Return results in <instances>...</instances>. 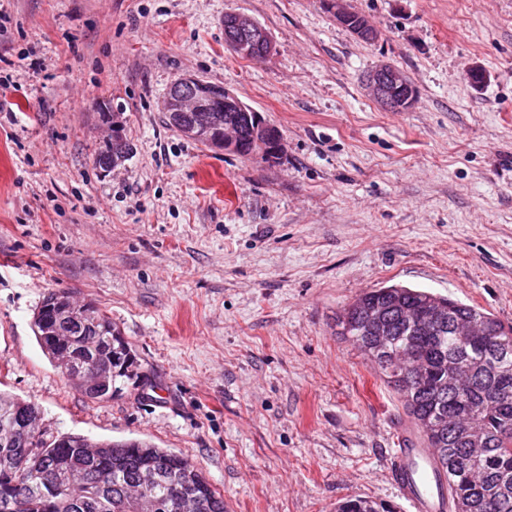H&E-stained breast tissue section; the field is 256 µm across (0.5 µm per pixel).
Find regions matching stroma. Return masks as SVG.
Wrapping results in <instances>:
<instances>
[{
  "label": "stroma",
  "mask_w": 512,
  "mask_h": 512,
  "mask_svg": "<svg viewBox=\"0 0 512 512\" xmlns=\"http://www.w3.org/2000/svg\"><path fill=\"white\" fill-rule=\"evenodd\" d=\"M0 391L55 434L181 453L234 512L404 504L387 476L397 393L336 317L363 291L422 288L512 324V0H0ZM273 38L234 54L224 17ZM416 91L383 111L363 76ZM483 70L474 86L469 74ZM281 133L279 158L215 151L164 122L184 75ZM117 116L133 146L93 163ZM105 310L136 365L87 400L32 325L43 296ZM330 1L331 0H323L326 10H328V12H332L337 24L349 29L357 38L361 40L374 41L378 38V30L373 27L363 16L359 22H352L350 17L352 10L348 7L346 0ZM327 2H330V4ZM365 86L374 101L385 110L404 111L413 103L414 86L408 75L390 63H382L372 69L366 76ZM399 92L401 94L397 95ZM336 512H395L365 497L347 499L336 507Z\"/></svg>",
  "instance_id": "obj_1"
}]
</instances>
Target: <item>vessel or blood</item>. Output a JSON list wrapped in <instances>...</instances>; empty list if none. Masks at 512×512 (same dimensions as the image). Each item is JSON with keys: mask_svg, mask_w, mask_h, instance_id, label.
Masks as SVG:
<instances>
[{"mask_svg": "<svg viewBox=\"0 0 512 512\" xmlns=\"http://www.w3.org/2000/svg\"><path fill=\"white\" fill-rule=\"evenodd\" d=\"M410 436L391 449L387 475L407 504V512H448L447 477L434 464L436 454L409 425Z\"/></svg>", "mask_w": 512, "mask_h": 512, "instance_id": "1", "label": "vessel or blood"}]
</instances>
